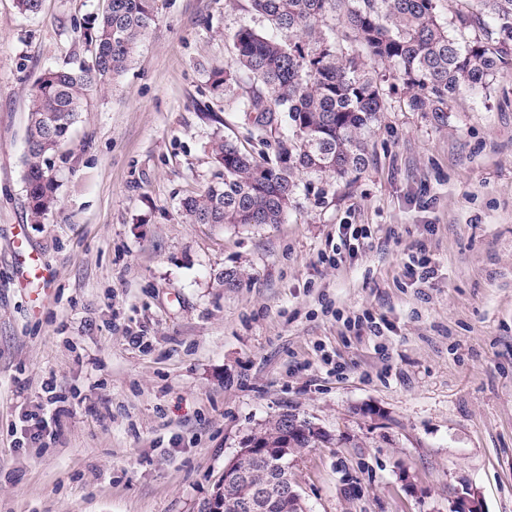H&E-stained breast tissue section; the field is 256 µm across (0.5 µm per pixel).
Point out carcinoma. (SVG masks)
I'll use <instances>...</instances> for the list:
<instances>
[{
    "label": "carcinoma",
    "instance_id": "1",
    "mask_svg": "<svg viewBox=\"0 0 512 512\" xmlns=\"http://www.w3.org/2000/svg\"><path fill=\"white\" fill-rule=\"evenodd\" d=\"M250 2L288 37L248 25L233 35L235 64L250 80L239 111L256 114L259 139L278 113H287L288 137L275 142L273 160L214 140L211 154L220 173L204 191L183 199L189 224H280L294 202L295 173L342 179L363 172L388 77L402 82L413 110L443 123L449 98L462 90L486 91L512 63V0H462L465 6L454 10L448 25L439 21L435 0ZM329 19L349 47L327 35ZM156 20L155 0H112L88 35L92 65L50 69L35 83L22 157L29 223H44L58 205L53 157L83 112L85 96L127 69ZM473 26L481 35L465 38ZM282 425L272 419L254 434L275 445Z\"/></svg>",
    "mask_w": 512,
    "mask_h": 512
}]
</instances>
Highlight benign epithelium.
I'll return each mask as SVG.
<instances>
[{"label":"benign epithelium","mask_w":512,"mask_h":512,"mask_svg":"<svg viewBox=\"0 0 512 512\" xmlns=\"http://www.w3.org/2000/svg\"><path fill=\"white\" fill-rule=\"evenodd\" d=\"M299 453L290 438L285 437L278 448H267L265 444L247 436L237 455L224 466V488L248 486L250 492L237 501L239 512H271L286 506L288 512H306L303 498L293 481L289 465ZM271 462L270 477L263 483L252 484L248 463L255 460ZM450 512H483L478 493L470 488L455 492Z\"/></svg>","instance_id":"7a95c632"}]
</instances>
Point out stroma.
Instances as JSON below:
<instances>
[{
  "instance_id": "35a3bbf8",
  "label": "stroma",
  "mask_w": 512,
  "mask_h": 512,
  "mask_svg": "<svg viewBox=\"0 0 512 512\" xmlns=\"http://www.w3.org/2000/svg\"><path fill=\"white\" fill-rule=\"evenodd\" d=\"M105 4L0 0V512H205L246 436L289 411L330 436L292 467L308 512H449L465 485L512 512V67L444 123L388 81L364 172L300 176L280 224H189L212 140L259 147L236 109L247 76L217 92L210 71L267 23L249 0H158L54 157L57 209L29 223V94L91 65ZM343 224L371 236L336 267ZM20 237L47 288L18 277ZM419 251L426 285L405 273ZM29 413L44 447L15 445Z\"/></svg>"
}]
</instances>
